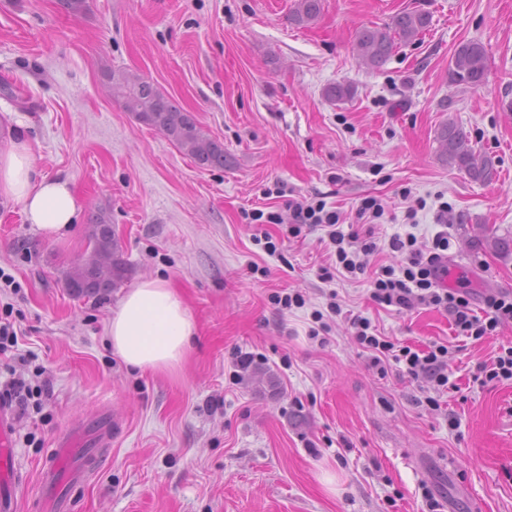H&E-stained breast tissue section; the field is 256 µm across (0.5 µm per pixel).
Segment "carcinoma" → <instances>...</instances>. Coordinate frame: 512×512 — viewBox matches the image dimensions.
<instances>
[{
    "mask_svg": "<svg viewBox=\"0 0 512 512\" xmlns=\"http://www.w3.org/2000/svg\"><path fill=\"white\" fill-rule=\"evenodd\" d=\"M323 0H295L290 20L297 25L314 22L320 15ZM430 15L424 11L403 10L381 27H364L356 37L354 50L368 65L377 68L385 63L399 44L411 43L427 30ZM487 70V54L478 42L457 46L451 58L450 82L471 88L479 87ZM106 77L119 90L125 111L138 122L163 134L183 154L202 169L224 167V144L210 137L195 116L177 106L154 84L123 70L110 69ZM336 102L350 100L355 88L334 84L325 90ZM438 156L450 167L474 181H489L495 175L490 157L478 151L463 126L450 120L437 133ZM92 247L70 268L66 287L79 296H99L118 287L125 277V263L114 232L109 211L99 207L90 212Z\"/></svg>",
    "mask_w": 512,
    "mask_h": 512,
    "instance_id": "cac0c4a2",
    "label": "carcinoma"
}]
</instances>
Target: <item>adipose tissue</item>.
<instances>
[{
    "instance_id": "ef3b65f1",
    "label": "adipose tissue",
    "mask_w": 512,
    "mask_h": 512,
    "mask_svg": "<svg viewBox=\"0 0 512 512\" xmlns=\"http://www.w3.org/2000/svg\"><path fill=\"white\" fill-rule=\"evenodd\" d=\"M0 193L18 202L27 223L52 240L68 236L80 210L69 178L41 173L22 138L0 148ZM195 332L180 295L155 277L125 293L107 329L113 349L128 366L159 371L180 365Z\"/></svg>"
}]
</instances>
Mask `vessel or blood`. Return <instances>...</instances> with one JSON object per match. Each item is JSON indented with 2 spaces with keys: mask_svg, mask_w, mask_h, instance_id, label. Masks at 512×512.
<instances>
[{
  "mask_svg": "<svg viewBox=\"0 0 512 512\" xmlns=\"http://www.w3.org/2000/svg\"><path fill=\"white\" fill-rule=\"evenodd\" d=\"M14 420L4 406L0 405V512H18L19 498L25 490L22 476L15 464L13 439ZM108 433H100L97 439L98 450L75 458V450L66 439H59L52 454L43 461L40 480L44 486L63 493L61 505L54 512H69L71 496L65 495V488H77L83 473H95L103 459L100 451L108 441Z\"/></svg>",
  "mask_w": 512,
  "mask_h": 512,
  "instance_id": "vessel-or-blood-1",
  "label": "vessel or blood"
}]
</instances>
